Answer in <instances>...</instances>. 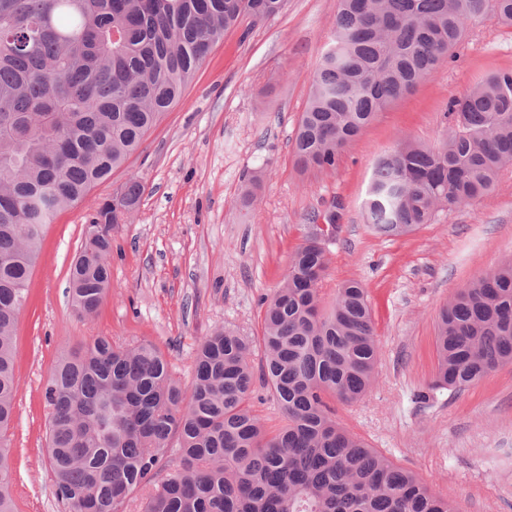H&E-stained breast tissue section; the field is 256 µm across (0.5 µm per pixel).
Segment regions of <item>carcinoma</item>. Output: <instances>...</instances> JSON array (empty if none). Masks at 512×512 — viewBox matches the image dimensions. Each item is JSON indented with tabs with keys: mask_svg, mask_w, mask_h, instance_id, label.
Here are the masks:
<instances>
[{
	"mask_svg": "<svg viewBox=\"0 0 512 512\" xmlns=\"http://www.w3.org/2000/svg\"><path fill=\"white\" fill-rule=\"evenodd\" d=\"M285 0H0V512H16L10 427L15 332L46 228L138 150L212 47ZM512 28V0H338L294 143L302 173L336 169L377 114L430 78L476 21ZM440 147L380 156L363 219L385 236L476 204L512 166V70L449 99ZM136 178L96 207L69 268L75 312L94 316L111 280L112 230L140 204ZM329 258L308 234L262 301L258 336L214 329L190 385L152 342L98 337L64 351L44 387L48 461L68 512H457L336 419L376 379L367 291L351 279L323 306ZM432 390L462 391L512 363V261L439 310ZM260 353L259 367L253 356ZM265 391L279 423L253 399ZM181 469L164 475L168 454Z\"/></svg>",
	"mask_w": 512,
	"mask_h": 512,
	"instance_id": "carcinoma-1",
	"label": "carcinoma"
}]
</instances>
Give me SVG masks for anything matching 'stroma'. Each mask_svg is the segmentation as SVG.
<instances>
[{"label": "stroma", "instance_id": "35a3bbf8", "mask_svg": "<svg viewBox=\"0 0 512 512\" xmlns=\"http://www.w3.org/2000/svg\"><path fill=\"white\" fill-rule=\"evenodd\" d=\"M336 9L337 0H285L275 17L226 32L141 147L47 227L16 332L17 512H65L50 476L43 394L61 349L100 336L148 340L190 384L196 349L214 328L257 334L260 297L285 273L312 217L331 214L338 228L325 240L324 289L361 281L378 340L376 382L360 402L337 406L338 421L460 512H512V365L458 393L428 390L438 311L464 283L512 260V167L476 205L439 212L408 235H379L362 218L375 159L407 137L439 143L452 124L449 99L512 68V28L476 22L433 77L378 113L335 171L303 174L295 130ZM257 168L262 187L241 208ZM132 177L143 195L112 233L111 288L93 319L80 318L70 264L97 204Z\"/></svg>", "mask_w": 512, "mask_h": 512}]
</instances>
